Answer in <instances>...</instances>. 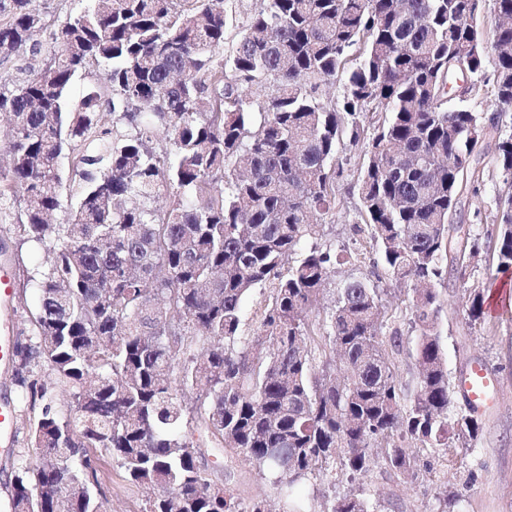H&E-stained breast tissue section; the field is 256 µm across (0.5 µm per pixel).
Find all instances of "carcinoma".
<instances>
[{
	"label": "carcinoma",
	"instance_id": "carcinoma-1",
	"mask_svg": "<svg viewBox=\"0 0 512 512\" xmlns=\"http://www.w3.org/2000/svg\"><path fill=\"white\" fill-rule=\"evenodd\" d=\"M89 2L52 29L36 0H0V203L52 254L14 379L27 387L41 358L72 395L29 420L35 462L15 472L11 512H104L92 448L161 489L148 512H268L266 498L212 478L202 439L226 463L249 458L279 512H307L311 481L362 476L373 455L410 476L407 449L476 441L474 408L448 378L440 287L465 281L479 255L458 207L467 185L477 192L474 159L491 137L512 188V132L500 126L512 54L497 55L499 113L450 107L446 87L466 58L471 96L488 49L512 42L498 26L488 43L480 21L511 16L512 0H259L227 57L223 0ZM41 31L48 46L30 69L22 58ZM94 66L109 85L72 98ZM337 82L340 103L323 97ZM372 106L385 118L364 142L351 231L412 291V390L398 379L404 339L385 289L347 278L325 316H310L336 266L359 260L323 241L322 221L336 209L344 139L361 142ZM64 157L79 201L50 224ZM495 249L511 270L512 192L498 199ZM483 314L477 286L469 317ZM323 512L378 510L348 494Z\"/></svg>",
	"mask_w": 512,
	"mask_h": 512
}]
</instances>
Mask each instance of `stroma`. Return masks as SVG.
Returning <instances> with one entry per match:
<instances>
[{
  "mask_svg": "<svg viewBox=\"0 0 512 512\" xmlns=\"http://www.w3.org/2000/svg\"><path fill=\"white\" fill-rule=\"evenodd\" d=\"M348 161L336 180V211L326 221L331 241L343 245L350 240V228L359 223V199L352 186L363 163L360 149L347 153ZM480 172L478 191L464 197L461 216L482 234L497 222V197L504 190L503 178L493 150L476 157ZM44 246L20 241L10 223L0 224V272L13 283L9 310L17 317L16 341L28 343L30 318L37 301L36 290L28 276L45 262ZM486 292L512 289V271L497 269L493 245L483 247L467 282L448 281L443 291L442 336L448 358V377L458 382L475 362L483 363L500 380V392L494 407L480 410V433L469 447L453 446L444 451L414 449L430 471L420 477L390 474L384 465H375L360 481L330 484L314 482L308 488L309 502L318 504L362 492L377 503L380 512H438L436 492L444 488L452 501L448 512H512V298L497 310H486L479 321L468 316L471 287ZM0 399L11 402L20 418L16 441L9 454H0V502L12 492L13 476L23 462L31 459L27 416L29 399L18 388L12 369H0ZM98 468L99 493L106 512H147L151 490L133 484L120 465L101 449L91 452Z\"/></svg>",
  "mask_w": 512,
  "mask_h": 512,
  "instance_id": "obj_1",
  "label": "stroma"
}]
</instances>
